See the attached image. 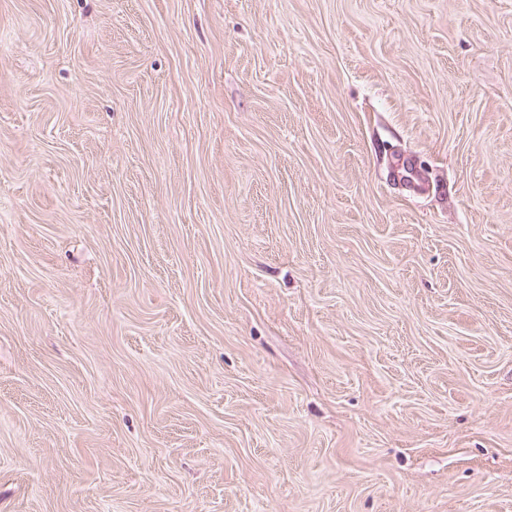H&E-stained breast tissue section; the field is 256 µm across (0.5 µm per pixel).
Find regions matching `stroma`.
<instances>
[{
  "mask_svg": "<svg viewBox=\"0 0 512 512\" xmlns=\"http://www.w3.org/2000/svg\"><path fill=\"white\" fill-rule=\"evenodd\" d=\"M0 512H512V0H0Z\"/></svg>",
  "mask_w": 512,
  "mask_h": 512,
  "instance_id": "obj_1",
  "label": "stroma"
}]
</instances>
